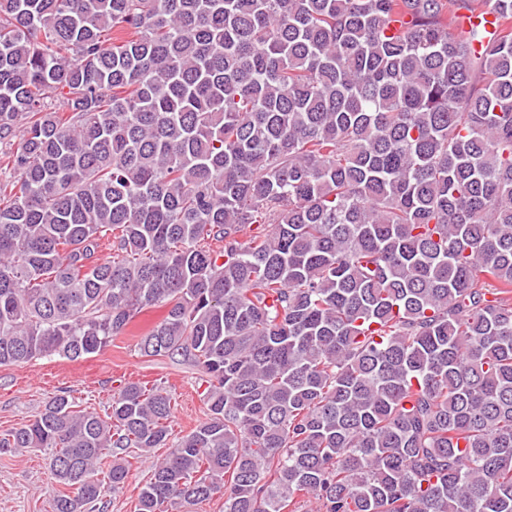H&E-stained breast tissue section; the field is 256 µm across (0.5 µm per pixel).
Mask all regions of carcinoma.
Wrapping results in <instances>:
<instances>
[{
    "label": "carcinoma",
    "mask_w": 512,
    "mask_h": 512,
    "mask_svg": "<svg viewBox=\"0 0 512 512\" xmlns=\"http://www.w3.org/2000/svg\"><path fill=\"white\" fill-rule=\"evenodd\" d=\"M157 305L209 417L53 396V512H512V0H0V365ZM129 454V473L123 487L115 492L106 489L101 501L94 512H136L138 494L145 481L151 475L153 464L161 459L168 448H152L148 452L137 449Z\"/></svg>",
    "instance_id": "1"
}]
</instances>
